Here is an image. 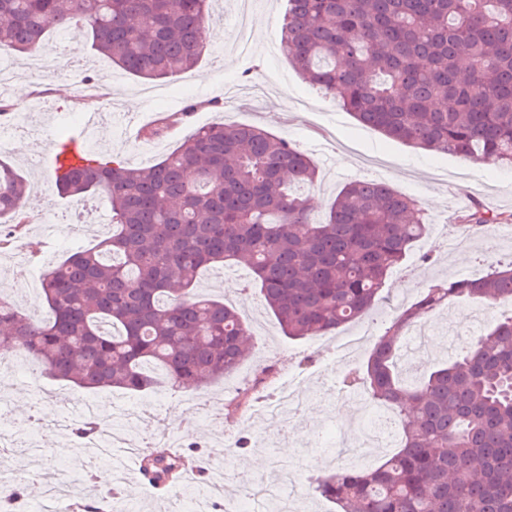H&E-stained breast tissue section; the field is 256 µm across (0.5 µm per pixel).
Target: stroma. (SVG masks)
Listing matches in <instances>:
<instances>
[{"mask_svg": "<svg viewBox=\"0 0 512 512\" xmlns=\"http://www.w3.org/2000/svg\"><path fill=\"white\" fill-rule=\"evenodd\" d=\"M238 8L239 0H212L210 11L214 21L196 66L154 81L111 69L109 61L92 50L88 39H81L79 50L74 53L66 35L49 33L44 41L49 49L48 61L70 63L85 76L103 73L107 68L112 71V108L97 115L98 151L113 152L134 166H149L197 128L215 119L256 124L296 144L311 159L317 178L314 183L296 185L295 191L310 196L317 216L328 212L346 184L375 176L370 162L378 159L385 164L388 185L422 205L427 232L414 243L405 263L388 278L386 303L370 317L344 327L337 337L290 339L281 332L259 292L241 289V282L249 276L247 268L217 265L204 271L196 283L197 292L223 299L235 308L249 323L256 344L236 372L202 392L160 387L133 398L117 388L90 392L50 378L35 362L21 368L9 382V395L0 402V408L7 414L9 432L20 437L25 436L32 417L40 416L46 423L41 437L43 451L34 459L25 449L0 446V459L7 460L9 467L32 472V480L23 487L32 512H38L44 486L62 463L66 464L71 481L78 484L76 500L95 503L98 492L86 482L85 476L91 471L104 473L110 465L120 470L123 487L131 491L137 488L131 454L120 453L107 464L95 449L74 446L71 426L64 420L63 400L69 396L96 401L100 420L106 426L111 425L120 408L138 400L143 411L133 428L144 446L163 432L182 429L186 443L195 444L213 468L226 472L224 502L240 503L249 498L246 481L260 476L252 466L253 457H263L269 463L279 459V450L287 439L294 443L286 458L288 463L295 468L299 483L311 484L315 477L344 460L340 451L328 452L313 443V435L321 433L329 440L343 435L350 442H357L360 412L355 406L342 403L326 409L321 402L319 379L311 374L302 384L304 406L285 430L240 415L228 417L225 400L244 388L255 369L270 359H278L284 367H300L312 358L330 359L340 337L356 336L365 330L380 336L424 288L451 277H479L492 263L512 259V239L503 236L491 246L471 236L469 228L458 221L460 211L473 200L487 211L512 214L511 166L485 165L444 153L416 150L360 125L335 100L303 79L282 52L273 51V44L281 37L288 0H253L249 47L244 51L235 44ZM4 97L15 108L0 118V124L10 129L12 145L9 152L0 155V160L27 179L26 210L53 227L45 235H26L25 247L36 252V264H43L48 255L58 264L72 252L95 245L97 239L87 234V227L110 223L112 216L104 194L81 200L62 196L47 171V136L57 131L62 111L75 113L79 107L71 83L65 79L51 86L36 112L28 108L29 96L19 95L17 88H10ZM211 100L222 101V112L208 108ZM175 102H195L199 108L183 123L169 129L165 137H142V128ZM426 253L431 256L427 262L422 259ZM428 321L438 328L450 322L459 335L480 336L486 333L494 317L482 305L459 300L430 314ZM16 390L26 393L24 406L16 405L12 397ZM260 430L267 435L265 444L253 448L250 455L231 458L227 441L235 435H253Z\"/></svg>", "mask_w": 512, "mask_h": 512, "instance_id": "stroma-1", "label": "stroma"}]
</instances>
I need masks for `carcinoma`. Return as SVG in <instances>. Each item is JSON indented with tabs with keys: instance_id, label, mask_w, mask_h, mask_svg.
<instances>
[{
	"instance_id": "1",
	"label": "carcinoma",
	"mask_w": 512,
	"mask_h": 512,
	"mask_svg": "<svg viewBox=\"0 0 512 512\" xmlns=\"http://www.w3.org/2000/svg\"><path fill=\"white\" fill-rule=\"evenodd\" d=\"M211 0H0V49L36 53L50 30L78 29L129 74L155 80L194 67ZM281 50L361 124L428 151L512 165V0H288ZM55 180L104 192L112 233L42 274L49 316L0 295V357L39 360L89 390L131 394L159 380L201 390L234 372L251 330L224 302L191 292L201 269L251 270L284 335L336 333L370 315L390 272L426 231L420 205L373 180L345 186L315 219L292 186L312 183L306 154L252 124L213 122L158 163L130 167L82 153ZM26 183L0 162V223L24 224ZM458 220H512L473 203ZM455 298L512 301V262L476 280L425 289L372 345L345 385L387 406L401 448L374 468L346 463L315 491L342 512H512V316L412 381L400 339ZM209 462L148 448L156 486Z\"/></svg>"
}]
</instances>
